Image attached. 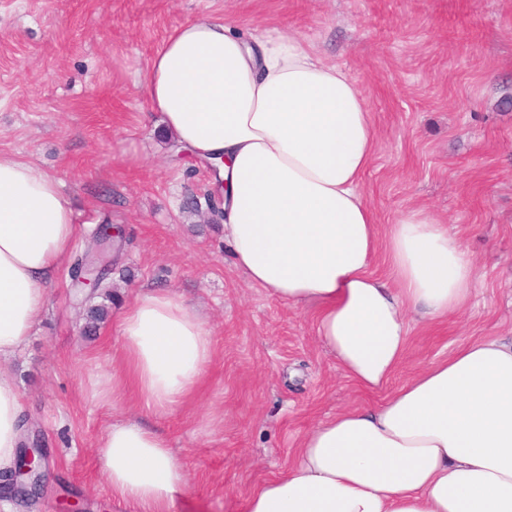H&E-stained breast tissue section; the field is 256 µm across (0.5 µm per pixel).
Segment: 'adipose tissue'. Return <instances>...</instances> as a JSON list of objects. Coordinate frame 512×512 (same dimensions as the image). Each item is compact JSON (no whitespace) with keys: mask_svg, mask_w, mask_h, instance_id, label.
Instances as JSON below:
<instances>
[{"mask_svg":"<svg viewBox=\"0 0 512 512\" xmlns=\"http://www.w3.org/2000/svg\"><path fill=\"white\" fill-rule=\"evenodd\" d=\"M166 132L198 158L223 156L224 241L235 268L312 311L344 375L387 389L409 313L461 310L473 262L447 225L412 210L379 237L359 185L374 149L366 97L295 34L246 38L226 21L177 26L143 74ZM78 231L58 180L0 152V474L13 469L22 393L9 366L41 321ZM385 249L393 280L370 274ZM120 364L99 395L154 411L191 399L214 356L199 308L147 290L120 317ZM97 465L121 512H172L187 476L166 438L129 417L102 433ZM242 512H512V339L432 362L377 407L348 410L301 439Z\"/></svg>","mask_w":512,"mask_h":512,"instance_id":"ef3b65f1","label":"adipose tissue"}]
</instances>
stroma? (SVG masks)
<instances>
[{
  "instance_id": "35a3bbf8",
  "label": "stroma",
  "mask_w": 512,
  "mask_h": 512,
  "mask_svg": "<svg viewBox=\"0 0 512 512\" xmlns=\"http://www.w3.org/2000/svg\"><path fill=\"white\" fill-rule=\"evenodd\" d=\"M197 19L244 32H297L364 91L376 138L360 191L379 232L426 209L455 232L475 289L456 315L410 320L390 386L460 347L512 336V0H0V152L61 182L80 233L122 226L108 316L90 324L63 264L47 310L12 362L28 434L47 456L24 512H118L97 467L112 422L136 415L166 436L188 482L174 512H239L286 469L303 434L383 393L346 378L311 311L275 301L233 266L213 222V172L175 152L142 80L176 26ZM200 306L215 356L195 402L150 413L141 398L104 402L116 325L144 289Z\"/></svg>"
}]
</instances>
